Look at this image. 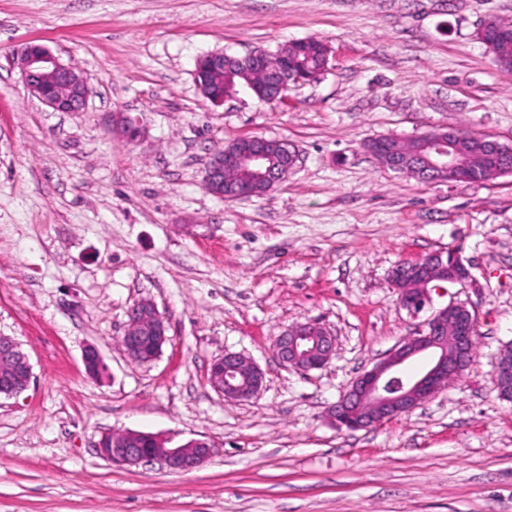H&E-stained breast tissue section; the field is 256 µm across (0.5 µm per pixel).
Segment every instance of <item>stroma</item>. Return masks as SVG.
<instances>
[{
	"instance_id": "stroma-1",
	"label": "stroma",
	"mask_w": 512,
	"mask_h": 512,
	"mask_svg": "<svg viewBox=\"0 0 512 512\" xmlns=\"http://www.w3.org/2000/svg\"><path fill=\"white\" fill-rule=\"evenodd\" d=\"M490 18L512 22V0H0V335L33 372L0 396V512H512V402L492 380L512 342V174L424 183L366 148L435 128L512 146V74L477 37ZM305 37L329 46L328 70L284 102L241 90L216 106L196 83L204 54ZM31 41L86 78L83 111L23 84L10 53ZM243 136L298 160L267 195L225 200L203 169ZM450 248L474 284L433 305L474 309L468 370L409 413L337 430L329 408L428 319L400 306L392 269ZM142 299L168 336L148 364L120 345ZM306 321L336 353L303 375L274 341ZM227 352L263 371L256 399L211 387ZM120 429L216 453L187 473L115 467L96 445Z\"/></svg>"
}]
</instances>
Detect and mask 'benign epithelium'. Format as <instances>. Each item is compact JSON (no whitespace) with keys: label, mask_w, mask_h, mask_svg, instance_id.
<instances>
[{"label":"benign epithelium","mask_w":512,"mask_h":512,"mask_svg":"<svg viewBox=\"0 0 512 512\" xmlns=\"http://www.w3.org/2000/svg\"><path fill=\"white\" fill-rule=\"evenodd\" d=\"M20 75L28 89L47 107L58 112H80L90 95L87 81L75 69L53 54L49 47L28 42L16 53ZM210 73L224 70L250 72L260 70L264 83L251 87L253 95L261 101L281 100L291 83L313 81L303 73L273 64L269 58L252 52L244 57L222 51L212 52L197 60V70ZM112 129L128 141L139 137L138 123L124 112L112 114ZM429 156L410 161L392 152L386 165L393 170L416 171L424 180L431 181L439 172L448 173L446 182L455 184L466 178L463 162L458 158L456 137L426 134ZM278 152L271 150V140L254 137L239 148L214 153L204 169L202 181L212 194L244 199L255 196L258 186L271 191L288 176L297 161V155L284 141H277ZM231 161L246 169L247 177L229 189H224V166ZM431 264L443 274L427 277L417 288H401L400 280L391 284L399 288L400 305L418 313L431 302L433 282L464 287L473 284L468 266L448 275V265L442 254L429 256ZM460 316L455 328L457 349L469 351L474 344L475 316L466 304L451 302L437 309L428 319L422 333L403 339L381 361L359 375L336 405L331 407V423L339 430H358L377 426L386 420L406 414L422 402L438 394L445 384L455 377L460 362L448 356V316ZM127 325L122 338L126 356L135 363H149L157 359L167 341V326L154 303L141 300L127 312ZM156 348V354L144 356V343ZM276 354L286 367L300 373L324 367L336 351V338L316 323H299L284 330L275 340ZM86 372L98 375L104 368L99 350L89 346L84 350ZM0 371L5 384L0 395L13 396L29 384L32 367L20 345L8 336H0ZM210 384L230 402L250 401L260 394L264 373L249 357L226 352L210 368ZM110 447L98 449L101 458L117 466L157 464L174 473L189 472L202 467L214 456L213 445L207 440H191L175 448L162 447L148 454L141 448L143 433L119 430L109 433Z\"/></svg>","instance_id":"7a95c632"}]
</instances>
